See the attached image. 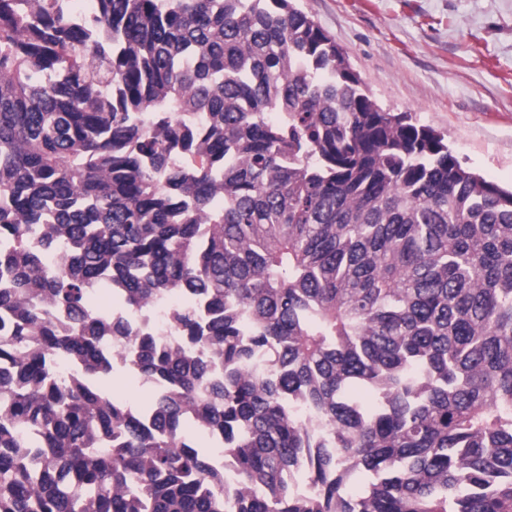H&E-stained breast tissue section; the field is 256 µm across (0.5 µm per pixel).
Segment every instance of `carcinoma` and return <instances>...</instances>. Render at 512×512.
I'll return each mask as SVG.
<instances>
[{
	"label": "carcinoma",
	"mask_w": 512,
	"mask_h": 512,
	"mask_svg": "<svg viewBox=\"0 0 512 512\" xmlns=\"http://www.w3.org/2000/svg\"><path fill=\"white\" fill-rule=\"evenodd\" d=\"M0 512H512V191L294 0H0ZM181 304V297L170 293L155 299L148 308L135 314L128 312L122 303L114 299L106 308H101L98 304L93 308L107 316L123 317L137 324L146 325L159 339L171 341L176 335L171 327V315ZM112 376L106 380V384L112 395L122 401H127L136 407L151 405L157 393L152 384L144 381L140 376H129L128 373L114 372L116 370L129 371L128 362L123 355L113 352Z\"/></svg>",
	"instance_id": "1"
}]
</instances>
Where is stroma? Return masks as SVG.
<instances>
[{
	"label": "stroma",
	"mask_w": 512,
	"mask_h": 512,
	"mask_svg": "<svg viewBox=\"0 0 512 512\" xmlns=\"http://www.w3.org/2000/svg\"><path fill=\"white\" fill-rule=\"evenodd\" d=\"M371 98L444 135L464 167L512 187V0H299Z\"/></svg>",
	"instance_id": "1"
}]
</instances>
